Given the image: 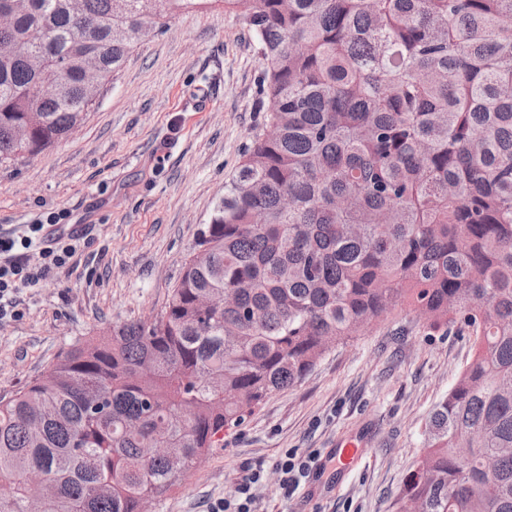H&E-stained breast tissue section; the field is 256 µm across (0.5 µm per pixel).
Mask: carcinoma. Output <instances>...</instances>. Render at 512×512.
Here are the masks:
<instances>
[{
    "mask_svg": "<svg viewBox=\"0 0 512 512\" xmlns=\"http://www.w3.org/2000/svg\"><path fill=\"white\" fill-rule=\"evenodd\" d=\"M221 3L254 33L266 125L163 314L63 352L0 398V512H142L270 395L407 307L473 355L426 422L399 512H512V0H0V165L89 111L145 22ZM35 55L66 70L33 96ZM236 294L205 310L200 299ZM102 394L86 403L85 391ZM31 489L29 509L31 512H41L45 502L51 495V487L44 476L38 471H31L24 477Z\"/></svg>",
    "mask_w": 512,
    "mask_h": 512,
    "instance_id": "carcinoma-1",
    "label": "carcinoma"
}]
</instances>
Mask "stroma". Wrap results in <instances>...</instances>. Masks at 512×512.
Masks as SVG:
<instances>
[{
  "mask_svg": "<svg viewBox=\"0 0 512 512\" xmlns=\"http://www.w3.org/2000/svg\"><path fill=\"white\" fill-rule=\"evenodd\" d=\"M263 70L235 14L180 15L132 49L67 138L0 166V232L53 221L87 234L70 267L21 291V317L0 320V397L69 345L160 314L265 123ZM470 357L466 330H430L408 310L388 315L267 399L153 510L207 512L234 494L245 467L260 465L257 512H397L428 414ZM350 440L362 456L332 466ZM288 448L319 451L328 467L287 497L275 464Z\"/></svg>",
  "mask_w": 512,
  "mask_h": 512,
  "instance_id": "35a3bbf8",
  "label": "stroma"
}]
</instances>
